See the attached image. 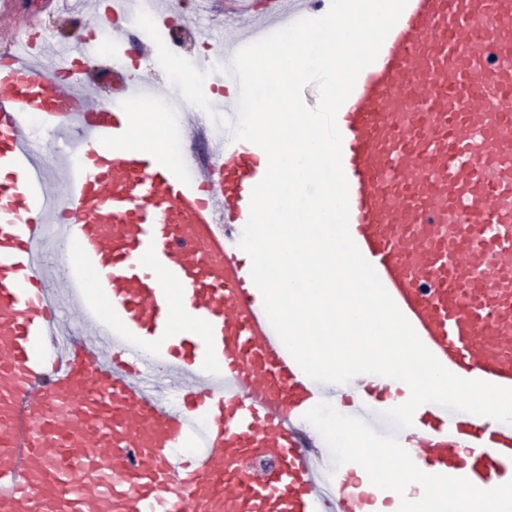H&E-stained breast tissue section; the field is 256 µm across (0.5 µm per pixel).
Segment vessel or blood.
Returning a JSON list of instances; mask_svg holds the SVG:
<instances>
[{"label": "vessel or blood", "instance_id": "obj_1", "mask_svg": "<svg viewBox=\"0 0 512 512\" xmlns=\"http://www.w3.org/2000/svg\"><path fill=\"white\" fill-rule=\"evenodd\" d=\"M261 4L227 56L312 8ZM85 17L112 30L111 107L39 34L0 60V512H397L512 478V423L426 403L387 428L403 382L304 374L238 246L265 152L177 91L186 162L137 145L155 84L127 70L124 0ZM337 125L350 235L392 300L451 373L512 387V0H408ZM325 404L409 478L314 438Z\"/></svg>", "mask_w": 512, "mask_h": 512}]
</instances>
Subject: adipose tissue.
Returning <instances> with one entry per match:
<instances>
[{"label": "adipose tissue", "instance_id": "obj_1", "mask_svg": "<svg viewBox=\"0 0 512 512\" xmlns=\"http://www.w3.org/2000/svg\"><path fill=\"white\" fill-rule=\"evenodd\" d=\"M404 512H512V485L503 484L494 499L479 492L429 490L406 502Z\"/></svg>", "mask_w": 512, "mask_h": 512}]
</instances>
